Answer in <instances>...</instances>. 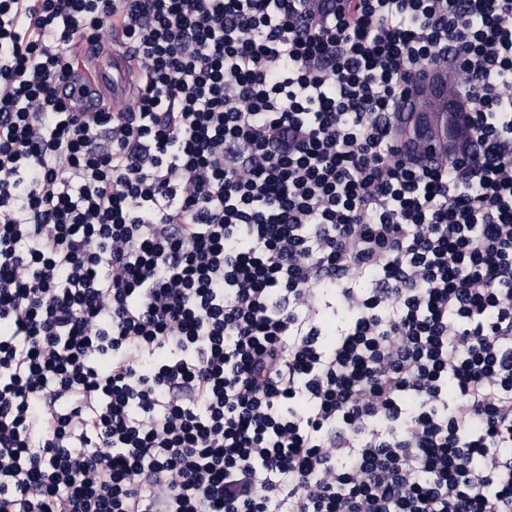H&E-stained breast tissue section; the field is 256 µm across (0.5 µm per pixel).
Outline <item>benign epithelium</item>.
Segmentation results:
<instances>
[{"mask_svg":"<svg viewBox=\"0 0 512 512\" xmlns=\"http://www.w3.org/2000/svg\"><path fill=\"white\" fill-rule=\"evenodd\" d=\"M414 82L417 90L437 105V110L412 113L405 146L414 150L421 143H431L439 154L454 155L470 137V129L461 112V102L448 98L447 69L438 63L425 65L416 72Z\"/></svg>","mask_w":512,"mask_h":512,"instance_id":"7a95c632","label":"benign epithelium"}]
</instances>
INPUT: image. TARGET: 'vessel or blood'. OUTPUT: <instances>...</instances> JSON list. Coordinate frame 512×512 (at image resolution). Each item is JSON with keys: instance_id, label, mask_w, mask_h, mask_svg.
I'll return each mask as SVG.
<instances>
[{"instance_id": "1", "label": "vessel or blood", "mask_w": 512, "mask_h": 512, "mask_svg": "<svg viewBox=\"0 0 512 512\" xmlns=\"http://www.w3.org/2000/svg\"><path fill=\"white\" fill-rule=\"evenodd\" d=\"M89 68L80 69L76 78L79 95L75 109L98 111L104 101L126 102L132 98L131 50L121 47L107 54L89 50Z\"/></svg>"}]
</instances>
